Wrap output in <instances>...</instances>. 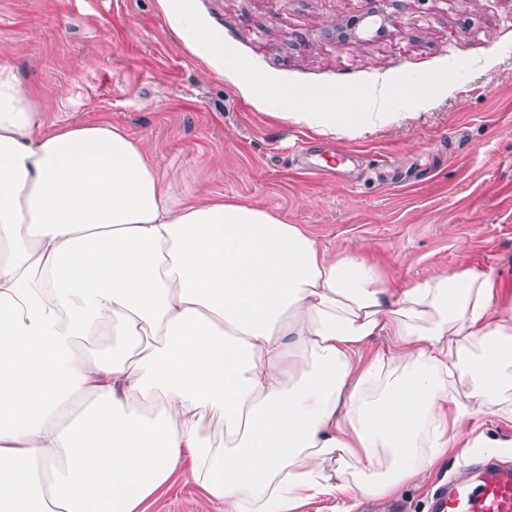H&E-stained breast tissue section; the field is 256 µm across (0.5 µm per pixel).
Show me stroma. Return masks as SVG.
<instances>
[{
  "instance_id": "stroma-1",
  "label": "stroma",
  "mask_w": 512,
  "mask_h": 512,
  "mask_svg": "<svg viewBox=\"0 0 512 512\" xmlns=\"http://www.w3.org/2000/svg\"><path fill=\"white\" fill-rule=\"evenodd\" d=\"M225 43L279 79L378 84L456 61L471 70L433 106L355 137L257 108L184 45L158 0H0V61L52 119L106 120L180 193L256 203L332 249H358L405 285L466 262L493 270L512 306V0H395L383 30L341 44L335 22L373 0H196ZM477 425L497 448H452L399 495L512 461V420ZM144 512H224L189 467Z\"/></svg>"
}]
</instances>
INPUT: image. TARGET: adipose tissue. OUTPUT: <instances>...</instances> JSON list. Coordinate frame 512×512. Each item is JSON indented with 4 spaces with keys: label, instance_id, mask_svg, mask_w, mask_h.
<instances>
[{
    "label": "adipose tissue",
    "instance_id": "adipose-tissue-1",
    "mask_svg": "<svg viewBox=\"0 0 512 512\" xmlns=\"http://www.w3.org/2000/svg\"><path fill=\"white\" fill-rule=\"evenodd\" d=\"M498 287L395 288L262 206L176 196L0 62V512H138L185 463L224 512L394 494L498 447L475 426L512 419Z\"/></svg>",
    "mask_w": 512,
    "mask_h": 512
}]
</instances>
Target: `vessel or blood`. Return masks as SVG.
Wrapping results in <instances>:
<instances>
[{
    "instance_id": "obj_1",
    "label": "vessel or blood",
    "mask_w": 512,
    "mask_h": 512,
    "mask_svg": "<svg viewBox=\"0 0 512 512\" xmlns=\"http://www.w3.org/2000/svg\"><path fill=\"white\" fill-rule=\"evenodd\" d=\"M435 512H512V464L489 461L476 479L449 483L434 504Z\"/></svg>"
}]
</instances>
